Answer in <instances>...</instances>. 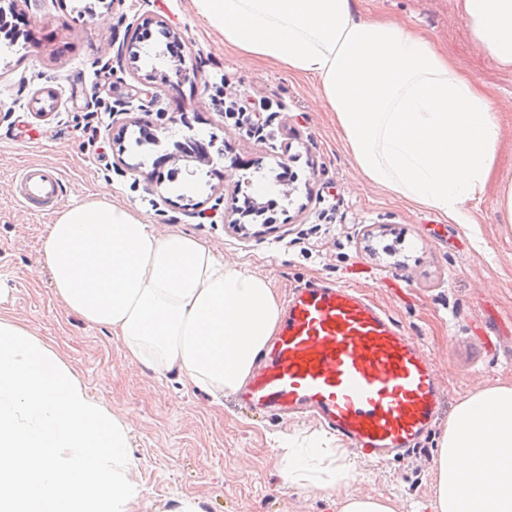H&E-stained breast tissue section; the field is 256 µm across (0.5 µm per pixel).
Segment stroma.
I'll use <instances>...</instances> for the list:
<instances>
[{
  "label": "stroma",
  "mask_w": 512,
  "mask_h": 512,
  "mask_svg": "<svg viewBox=\"0 0 512 512\" xmlns=\"http://www.w3.org/2000/svg\"><path fill=\"white\" fill-rule=\"evenodd\" d=\"M357 11L421 30L494 100L512 98V68L473 39L460 0H354ZM27 21V39L0 44V317L54 350L89 395L128 425L143 492L128 512H337L311 482H284L275 439L321 434L310 418L255 415L233 397L223 405L176 372L132 363L119 338L69 312L39 264L56 212L24 209L19 169L42 164L63 180L61 205L109 186L162 234L186 232L269 279L278 300L318 278L361 290L415 339L447 390L439 417L406 457L377 463L349 453L350 492L390 499L395 512H432L437 443L453 408L482 388L512 384V224L496 206L512 182V111L498 114L494 173L459 224L357 176L317 84L225 45L224 33L193 0H0ZM165 27L183 46L165 67L182 82L150 78L124 46L144 24ZM271 107L264 130L246 132L216 98ZM97 127L88 145L84 127ZM155 145L135 146L141 132ZM290 187L277 184L280 159ZM270 222L245 220L244 196L265 203Z\"/></svg>",
  "instance_id": "35a3bbf8"
}]
</instances>
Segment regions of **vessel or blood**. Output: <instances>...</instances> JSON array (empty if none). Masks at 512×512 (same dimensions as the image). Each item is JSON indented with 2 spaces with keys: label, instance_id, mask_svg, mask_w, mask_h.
Returning <instances> with one entry per match:
<instances>
[{
  "label": "vessel or blood",
  "instance_id": "obj_1",
  "mask_svg": "<svg viewBox=\"0 0 512 512\" xmlns=\"http://www.w3.org/2000/svg\"><path fill=\"white\" fill-rule=\"evenodd\" d=\"M24 208L58 203L57 170L18 176ZM254 413L309 412L367 456L412 452L436 421L444 389L430 360L390 313L360 290L315 282L294 289L275 342L237 394Z\"/></svg>",
  "mask_w": 512,
  "mask_h": 512
}]
</instances>
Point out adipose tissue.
Returning <instances> with one entry per match:
<instances>
[{"label": "adipose tissue", "mask_w": 512, "mask_h": 512, "mask_svg": "<svg viewBox=\"0 0 512 512\" xmlns=\"http://www.w3.org/2000/svg\"><path fill=\"white\" fill-rule=\"evenodd\" d=\"M226 43L315 77L358 171L457 223L489 182L501 105L425 34L363 16L353 0H195ZM474 39L512 67V0H462ZM110 190L59 212L41 263L57 297L121 338L127 357L177 371L212 403L240 390L266 355L281 305L268 279L226 266L198 238L157 235ZM282 477L306 478L336 457L330 439H281ZM349 464L316 487L340 492L338 512H394L346 493ZM433 512H512V386L481 389L450 414L435 458Z\"/></svg>", "instance_id": "1"}]
</instances>
